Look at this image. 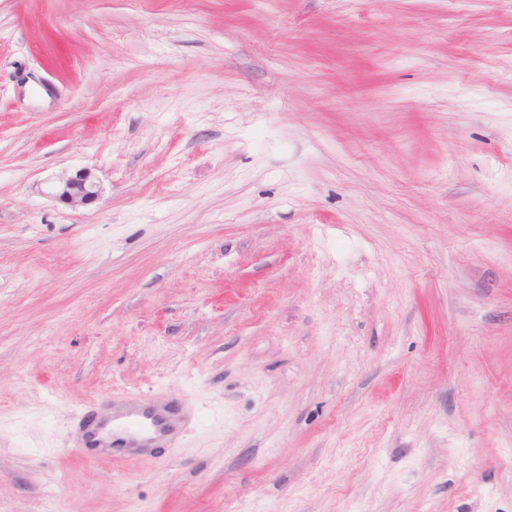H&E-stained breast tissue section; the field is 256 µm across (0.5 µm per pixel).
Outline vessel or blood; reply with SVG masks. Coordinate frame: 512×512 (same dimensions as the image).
<instances>
[{
  "instance_id": "b4317fda",
  "label": "vessel or blood",
  "mask_w": 512,
  "mask_h": 512,
  "mask_svg": "<svg viewBox=\"0 0 512 512\" xmlns=\"http://www.w3.org/2000/svg\"><path fill=\"white\" fill-rule=\"evenodd\" d=\"M182 419L174 409L144 401L137 392L117 396L110 416L87 413L77 436L82 448H109L116 435L131 436L149 443L155 439L172 440L180 431Z\"/></svg>"
}]
</instances>
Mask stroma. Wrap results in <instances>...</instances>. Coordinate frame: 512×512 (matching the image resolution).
Wrapping results in <instances>:
<instances>
[{"mask_svg":"<svg viewBox=\"0 0 512 512\" xmlns=\"http://www.w3.org/2000/svg\"><path fill=\"white\" fill-rule=\"evenodd\" d=\"M0 512H512V0H0ZM99 194V186L92 173L80 170L60 182L55 197L68 204L86 205L97 200ZM181 418L174 409L144 401L140 392H125L116 397L111 416L85 414L76 441L81 448H111L112 437L121 434V439L130 435L133 443L140 437L137 446L156 438L166 442L178 436Z\"/></svg>","mask_w":512,"mask_h":512,"instance_id":"1","label":"stroma"}]
</instances>
